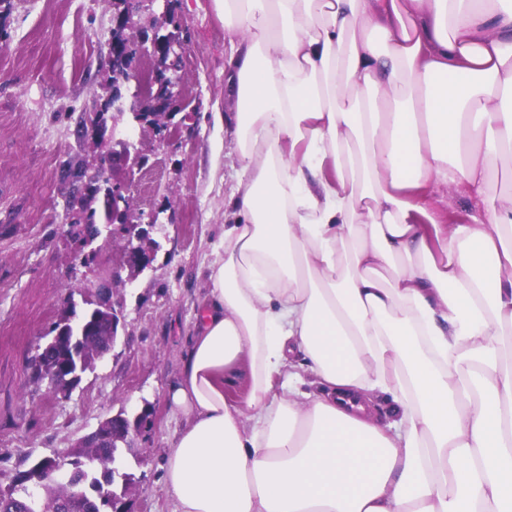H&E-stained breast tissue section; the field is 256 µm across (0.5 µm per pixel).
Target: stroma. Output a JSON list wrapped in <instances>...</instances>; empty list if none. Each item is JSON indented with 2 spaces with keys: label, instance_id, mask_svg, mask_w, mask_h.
<instances>
[{
  "label": "stroma",
  "instance_id": "stroma-1",
  "mask_svg": "<svg viewBox=\"0 0 512 512\" xmlns=\"http://www.w3.org/2000/svg\"><path fill=\"white\" fill-rule=\"evenodd\" d=\"M0 16V492L45 457L69 454L100 420L154 408L153 422L124 455L134 512H173L163 466L186 424L168 401L223 251L224 203L237 180L236 96L225 47L231 35L212 0H142L135 20L184 48L171 110L188 130L161 139L137 130L145 157L130 191L143 214L158 213L160 248L149 269L115 286L124 327L114 349L87 370L70 398L55 399L27 360L62 313L83 304L91 268L68 228L69 185L61 161L95 164L93 140L76 134L94 119L112 75L115 0H12ZM223 122H215V113Z\"/></svg>",
  "mask_w": 512,
  "mask_h": 512
}]
</instances>
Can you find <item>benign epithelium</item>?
Segmentation results:
<instances>
[{"instance_id": "obj_1", "label": "benign epithelium", "mask_w": 512, "mask_h": 512, "mask_svg": "<svg viewBox=\"0 0 512 512\" xmlns=\"http://www.w3.org/2000/svg\"><path fill=\"white\" fill-rule=\"evenodd\" d=\"M134 26L133 13L129 10L119 11L114 18L113 34L120 39H112V63L116 70L117 80L112 84L113 121H118L121 114L131 112L132 105L141 103L147 98L151 105L158 106L162 102V92L175 83L177 67L161 64V70L155 75H144L135 65V52L129 44L125 30ZM141 49L160 59L167 58L178 61L182 55V47L169 38L148 34L147 30L140 32ZM135 83L136 91L128 97L122 92V86ZM90 136L100 148V163L88 174L84 190L96 188V197L101 202L100 224L93 235L87 237L86 244L91 246V252L99 255L111 241L117 228L128 232V248L124 252V264L132 269H144L150 266L149 260L153 253L145 248V243L153 242V235L161 230L157 215L149 218L135 213L125 196L133 184L135 170L142 166V156L136 142L126 134H116L115 128L107 125L92 127ZM105 306L112 310V328L106 336L104 344L93 356H88L83 346V337L78 331L79 318L69 316V328L65 329L71 347V358L68 362L43 368L35 374L47 380L53 396L57 399H67L81 381L79 371L90 361L99 360L110 352L118 338V326L121 320V310L108 301ZM148 415L144 411L129 415L121 412L99 422L96 429L85 436L78 447L83 448L89 443L101 445L112 442L120 445L128 452L135 451V443L147 427ZM71 460L63 457H45L30 469L19 474L17 484L20 487L34 489L38 483L29 479L33 472H39L48 467L57 472H69ZM129 484V475L112 467V482L104 481L95 490L99 503L107 504L112 512H132L125 500ZM121 491H116V488Z\"/></svg>"}]
</instances>
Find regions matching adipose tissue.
<instances>
[{
	"label": "adipose tissue",
	"mask_w": 512,
	"mask_h": 512,
	"mask_svg": "<svg viewBox=\"0 0 512 512\" xmlns=\"http://www.w3.org/2000/svg\"><path fill=\"white\" fill-rule=\"evenodd\" d=\"M213 6L242 34L238 217L169 388L176 512H512V0ZM489 177L492 194H512V157L499 156L492 158ZM436 209L445 224H467L472 213V201L452 188H441L437 193Z\"/></svg>",
	"instance_id": "ef3b65f1"
}]
</instances>
